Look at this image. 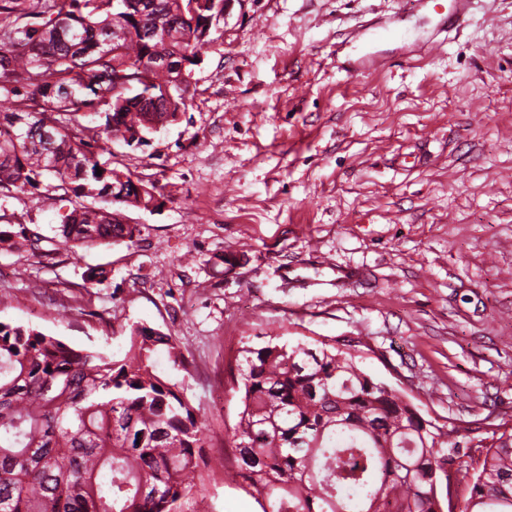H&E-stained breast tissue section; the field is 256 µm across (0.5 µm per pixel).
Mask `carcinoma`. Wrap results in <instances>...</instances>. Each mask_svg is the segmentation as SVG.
<instances>
[{
    "label": "carcinoma",
    "mask_w": 512,
    "mask_h": 512,
    "mask_svg": "<svg viewBox=\"0 0 512 512\" xmlns=\"http://www.w3.org/2000/svg\"><path fill=\"white\" fill-rule=\"evenodd\" d=\"M221 0H0V192L37 190L46 177L101 206L61 216L78 249L133 241L114 204L158 208L156 186L112 167V142L147 145V123L179 119L181 70L221 38ZM168 61L139 78L140 67ZM51 123V141L32 129ZM102 174H97V170ZM25 227L0 228V248L38 249ZM190 362L176 338L133 325L120 356L75 349L0 321V512H200L216 469L208 426L184 381L159 371ZM335 339L245 341L225 367L236 399L224 434L232 477L261 512H512V425L492 430L471 469L459 430L420 411L365 372ZM343 487H357L352 503Z\"/></svg>",
    "instance_id": "1"
}]
</instances>
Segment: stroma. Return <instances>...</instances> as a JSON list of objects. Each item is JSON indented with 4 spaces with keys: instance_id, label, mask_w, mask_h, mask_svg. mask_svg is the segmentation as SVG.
Returning <instances> with one entry per match:
<instances>
[{
    "instance_id": "obj_1",
    "label": "stroma",
    "mask_w": 512,
    "mask_h": 512,
    "mask_svg": "<svg viewBox=\"0 0 512 512\" xmlns=\"http://www.w3.org/2000/svg\"><path fill=\"white\" fill-rule=\"evenodd\" d=\"M244 0L186 112L112 165L157 185L132 244L61 242L62 191L0 193L39 251L0 253V321L121 355L177 338L206 452L224 453L242 338L360 341L362 367L439 422L512 423V0ZM245 252L225 271L222 257ZM105 280L84 281L87 268ZM350 279L337 282V268ZM205 512H260L216 473Z\"/></svg>"
}]
</instances>
